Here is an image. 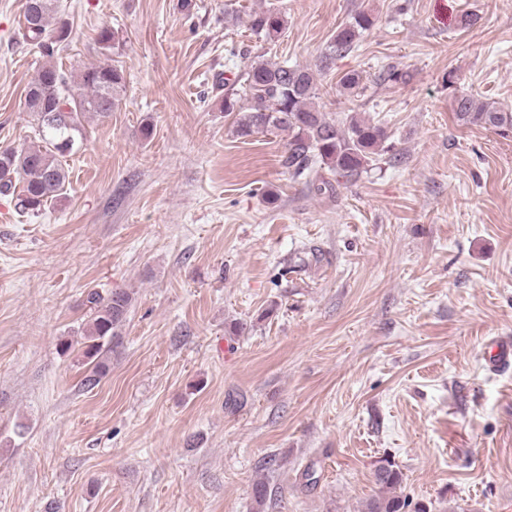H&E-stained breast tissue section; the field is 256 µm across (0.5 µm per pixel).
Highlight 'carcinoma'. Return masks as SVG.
Segmentation results:
<instances>
[{"instance_id": "1", "label": "carcinoma", "mask_w": 512, "mask_h": 512, "mask_svg": "<svg viewBox=\"0 0 512 512\" xmlns=\"http://www.w3.org/2000/svg\"><path fill=\"white\" fill-rule=\"evenodd\" d=\"M33 9H23V39L37 49L44 61L25 90V107L43 133L44 144L0 150V195L15 198L22 214H37L57 200L69 183V172L60 158L72 153L83 136L86 115L104 117L124 86V74L116 66L90 64L75 73L60 66L56 55L72 34L58 16L59 0H32ZM285 15L261 10L250 15L249 28L258 37L273 41L286 28ZM373 24L370 14L359 12L338 28L321 60L325 68L349 52L360 34ZM248 105L238 104L234 94L224 95V115L232 117V132L238 137L256 133H285L287 151L282 164L295 179L317 165H325L339 178H351L388 151L385 129L370 119L349 114L330 116L315 105L317 83L307 66L255 60L244 72ZM336 85L349 97L364 91L363 76L351 70L342 73ZM456 118L464 125L505 131L512 129V112L484 103L471 95L453 102ZM90 321L85 333L84 355L93 366L84 384L95 386L106 372L107 354L119 344L118 329L124 324L133 296L123 289L107 295L97 291L87 296ZM403 481L398 466L384 459L375 470L378 494L363 512H406L408 500L397 494Z\"/></svg>"}]
</instances>
